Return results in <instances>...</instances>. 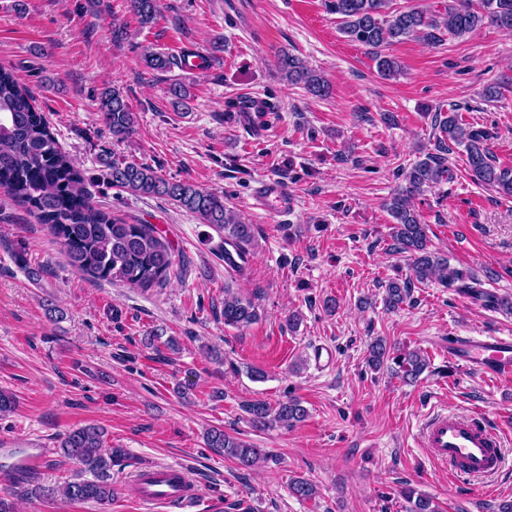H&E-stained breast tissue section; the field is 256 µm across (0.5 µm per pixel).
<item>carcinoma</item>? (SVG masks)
I'll return each instance as SVG.
<instances>
[{
  "mask_svg": "<svg viewBox=\"0 0 512 512\" xmlns=\"http://www.w3.org/2000/svg\"><path fill=\"white\" fill-rule=\"evenodd\" d=\"M129 7L143 27L155 24L161 16L159 0H129ZM325 7L337 16L346 38L372 50L377 71L385 78L402 71L396 58L381 51L393 43L416 39L439 45L447 36L463 38L487 23L512 31V0H455L442 12L419 8L392 10L389 0H325ZM144 61L157 72H166L174 65L172 57L159 52L146 54ZM277 68L288 82L303 86L315 97L330 94L328 82L288 52L281 53ZM99 111L112 137L124 140L136 131L137 113L120 89L114 87L101 93ZM434 128L439 130V153H428L402 169L404 186L386 202L393 218L395 249L406 255L410 276L402 282L391 280L385 284L384 305L389 310L400 308L410 297L415 280L436 281L483 306L505 308L512 313V300L486 291L480 279L466 276L449 264L446 255L431 249L427 225L412 205V199L425 189L450 180L445 154L452 151L453 144L464 147L473 180L494 188L504 197L512 198V169L496 165L491 133L460 123L455 108H450L446 115L435 114ZM99 178L131 196H157L174 201L221 235L224 259L232 263L231 271L242 275L248 270L255 228L224 204V196L192 182L171 181L150 165L116 155L103 160L99 175H86L61 150L45 118L36 110L30 92L18 84L8 69L0 67V190L37 212L41 224L59 241L76 271L132 288L163 285L175 267L169 242L154 224H130L96 207L86 184ZM220 316L224 325L239 328L258 321L260 313L254 299L233 293L226 284ZM390 359L398 367L395 374L410 383L417 381L428 366L419 350L395 354L380 339L371 343L369 367L377 370ZM243 411L249 423L259 428L276 423L294 426L307 416L306 408L295 397H288L275 407L255 399L244 404ZM102 441L103 432L95 425L63 433L58 448L76 465L74 477L59 488L37 484L30 494L51 499L59 493L78 502L112 500V467L129 460L130 455L124 448H114L105 454L101 451ZM206 446L246 468L266 460L260 449L218 426L207 430ZM289 491L300 500H309L315 497L316 486L299 477L289 483ZM404 495L411 503L410 512H436L428 497H416L412 490Z\"/></svg>",
  "mask_w": 512,
  "mask_h": 512,
  "instance_id": "cac0c4a2",
  "label": "carcinoma"
}]
</instances>
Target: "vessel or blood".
Instances as JSON below:
<instances>
[{"instance_id":"b4317fda","label":"vessel or blood","mask_w":512,"mask_h":512,"mask_svg":"<svg viewBox=\"0 0 512 512\" xmlns=\"http://www.w3.org/2000/svg\"><path fill=\"white\" fill-rule=\"evenodd\" d=\"M256 198L262 207L278 212L288 211L294 205L292 196L274 179L260 182ZM448 352L486 376L512 377L511 341L495 336H455L448 342ZM421 436L430 457L458 478H487L497 474L507 462L499 432L486 425L478 410L466 414L431 413L421 426ZM0 450L11 453L17 470L30 469L46 455L42 448L18 451L12 438L1 439ZM180 473L177 466L141 469L136 486L142 501L151 508L173 506L182 510L193 504L195 498L189 482Z\"/></svg>"}]
</instances>
